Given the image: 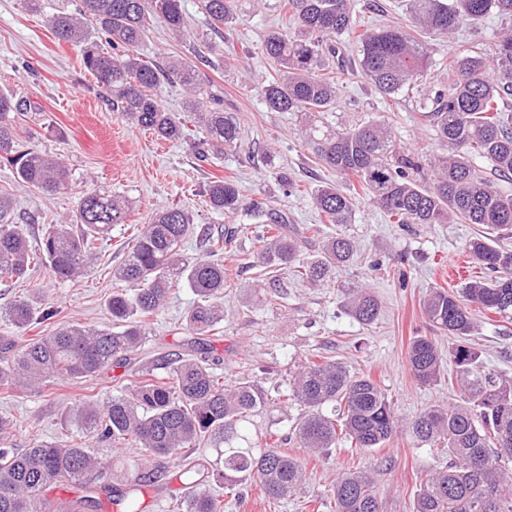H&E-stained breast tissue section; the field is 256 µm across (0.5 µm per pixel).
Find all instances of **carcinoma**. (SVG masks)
<instances>
[{
    "label": "carcinoma",
    "mask_w": 512,
    "mask_h": 512,
    "mask_svg": "<svg viewBox=\"0 0 512 512\" xmlns=\"http://www.w3.org/2000/svg\"><path fill=\"white\" fill-rule=\"evenodd\" d=\"M76 13L58 11L47 25L59 41L81 47L83 65L112 98V109L165 140L189 136L188 122L200 130L193 141L203 164L242 144L240 120L224 111L221 98L201 82L194 61L181 56L159 65L143 60L136 49L149 38L158 20L179 38L185 17L181 0H81ZM412 30L384 25L359 34L358 64L380 93L391 96L419 92L432 62L428 39L446 37L464 23L477 24L495 13L512 21V0H407ZM293 32L273 31L263 43L275 76L261 88L271 112L300 116L305 143L321 165L343 182L313 193L319 215L331 224H349L355 196L344 183L357 182L362 194L399 224H490L512 229V195L499 192L475 169L473 160L489 161L499 174H512V27L503 29L491 57L481 51L459 54L448 66V84L425 93L422 116L448 154L430 162L433 177L415 154L399 150L389 127L373 118L337 129L324 121L338 97V76L324 72L325 59L336 56V43L357 29L350 0H286ZM212 29L236 19L235 0H201ZM96 30L112 51L92 39ZM177 78L187 90L184 114L165 111L154 94L163 81ZM29 104L0 89V154L10 155L23 186L58 192L69 186L68 168L35 146L24 145L19 115ZM217 213L244 210L262 225L255 238L258 266L287 268L294 277L316 286L332 268L353 255L355 241L338 233L322 245L318 259L302 252L287 222L263 201L244 202L236 181L216 177L205 191ZM129 200L117 193L84 194L70 222L45 224L39 242L29 243L21 226L12 223V199L0 193V281L17 282L32 268L48 264L61 280L83 275L97 260V242L112 226L125 223ZM193 231L182 208L157 213L131 235L125 259L112 268V278L131 285L112 293L107 308L112 326L68 323L48 335L33 336L16 349L0 343V387H49L90 377L121 365L145 342L150 318L157 314L170 288L184 284L197 301L186 315L194 335L193 353H166L156 359L157 374L143 371L127 391L104 406L92 402L70 408L74 419L97 442L136 449L133 478L125 488L105 485L109 503L119 512H143V489L155 482L146 468L151 460L183 449L177 480L189 489L186 512H224L223 501L210 492L214 483L234 491L242 484L259 486L270 499L296 493L303 480L302 462L281 450L271 432L262 441L249 424L270 406L268 392L254 381L224 383L205 336L224 321V264L217 256L238 238L239 228L203 229L205 255L187 258L183 240ZM472 259L496 273L491 281L475 280L457 292L434 288L423 313L438 331L463 340L445 359L433 339L415 337L408 367L423 385L440 381L453 365L462 403L433 405L402 421L382 389L368 376L356 375L341 362L309 360L296 374L292 400L304 407L293 425L299 447L326 452L340 441L360 452L372 451L402 427L422 445L442 444L448 463L432 468L415 493L412 512H512V379L489 369L481 352L465 344L475 324L473 310L502 316L512 312V248L495 247L481 238L468 244ZM345 305L359 322H374L377 301L360 287L344 291ZM57 315L34 293L11 302L3 317L17 329L36 328ZM11 426L0 420V512H48L45 491L56 485L80 487L84 495L65 512H85L100 499L88 494L93 476L101 475L99 452L82 440L66 444L35 441L18 449L9 440ZM336 512H383L376 481L367 471L345 473L332 487Z\"/></svg>",
    "instance_id": "1"
}]
</instances>
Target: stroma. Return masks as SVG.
<instances>
[{
  "label": "stroma",
  "mask_w": 512,
  "mask_h": 512,
  "mask_svg": "<svg viewBox=\"0 0 512 512\" xmlns=\"http://www.w3.org/2000/svg\"><path fill=\"white\" fill-rule=\"evenodd\" d=\"M78 5L79 0H40L36 5L30 0H0V88L30 103L22 120L29 142L60 158L72 174L67 190L45 195L18 184L12 164L2 157L0 190L14 196L13 219L33 242L42 225L61 223L71 215L84 193L125 195L131 209L126 222L113 227L101 246L99 262L86 274L63 282L49 266H39L27 281L0 283V309L39 288L57 309L56 323L110 324L106 300L118 288L112 268L123 259L128 238L156 212L184 208L199 227H218L231 220L248 226L249 237L242 246L225 250L222 256L227 280L224 320L210 344L223 361L225 382L258 381L275 400V407L258 417L260 430L290 434L301 408L286 398L288 381L317 355L371 377L401 419L432 405L457 404L461 393L455 384L445 377L432 385L418 383L407 355L417 336L434 337L444 352L454 347L453 337L435 331L425 319L422 302L429 289L456 291L468 281L491 279V271L472 263L466 249L481 233V225L397 224L375 204L361 200L352 224L345 227L357 245L354 257L333 268L327 282L312 286L280 271L258 276L249 256L256 226L248 225L241 213L232 219L215 213L206 202L204 189L211 177L231 176L246 199L268 200L287 218L307 257L316 256L326 237L336 233V225L321 223L311 200L314 188L335 180V173L315 162L304 145L297 116L267 110L259 95L273 73L261 53L263 37L291 25L281 0H239L236 22L221 34L207 26L199 0H182L184 37L172 38L156 24L149 40L137 49L143 59L161 63L169 56H191L200 37L223 45V57L199 62L198 68L204 82L221 91L225 111L238 116L244 144L212 165L198 164L191 143L157 139L113 111L105 90L84 69L79 47L58 41L45 24L47 14L72 12ZM354 5L363 29L411 23L405 0H354ZM504 25L492 13L479 27L464 24L451 36L433 41L434 63L423 86L433 89L447 82L449 57L472 47L492 49ZM421 112L420 96H382L356 73L344 76L328 119L335 125L361 117L384 119L397 144L425 160L444 153L445 147ZM270 155L284 168L295 191L285 192L270 177ZM316 223L322 226L318 236L307 231ZM260 281L280 284L278 303L256 304L253 290ZM354 286L366 288L378 300L381 315L373 324L360 323L344 309L340 291ZM194 299L186 286L171 289L153 318L139 363H146L153 350L188 353L191 335L185 316ZM477 320L471 346L488 367L512 378V317L487 312L478 314ZM130 383L124 369L108 367L95 377L62 382L50 391L0 388V418L12 425L14 447H29L35 438L65 443L83 435L81 425L68 414L70 407L88 399L105 403ZM284 450L305 462L301 493L276 503L250 484L232 494L218 485L214 491L224 498V512H336L331 487L337 477L357 467L375 476L384 512H412L420 481L437 463L429 447L416 444L403 430L366 454L351 452L344 442L317 456L292 441ZM178 462L175 455L153 462L157 478L143 498L144 512H185L183 498L169 490Z\"/></svg>",
  "instance_id": "35a3bbf8"
}]
</instances>
